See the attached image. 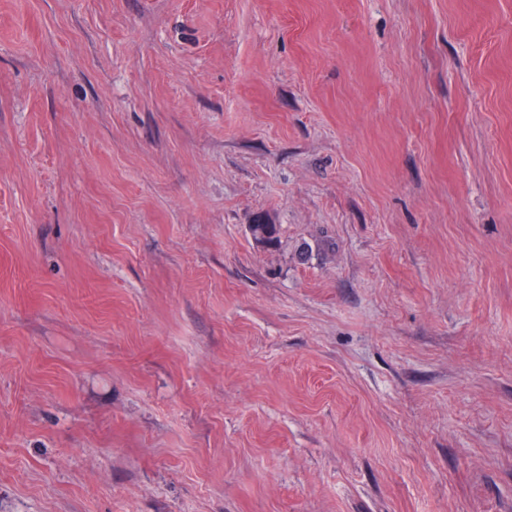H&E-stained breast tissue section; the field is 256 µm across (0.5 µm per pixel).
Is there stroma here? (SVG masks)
I'll return each instance as SVG.
<instances>
[{
  "label": "stroma",
  "mask_w": 512,
  "mask_h": 512,
  "mask_svg": "<svg viewBox=\"0 0 512 512\" xmlns=\"http://www.w3.org/2000/svg\"><path fill=\"white\" fill-rule=\"evenodd\" d=\"M0 512H512V0H0Z\"/></svg>",
  "instance_id": "35a3bbf8"
}]
</instances>
